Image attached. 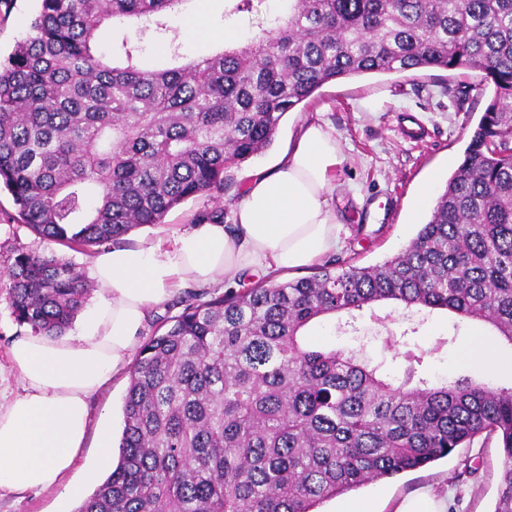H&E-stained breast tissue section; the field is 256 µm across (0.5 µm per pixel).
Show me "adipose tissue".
Wrapping results in <instances>:
<instances>
[{
    "instance_id": "obj_1",
    "label": "adipose tissue",
    "mask_w": 512,
    "mask_h": 512,
    "mask_svg": "<svg viewBox=\"0 0 512 512\" xmlns=\"http://www.w3.org/2000/svg\"><path fill=\"white\" fill-rule=\"evenodd\" d=\"M345 161L333 133L302 125L273 167L253 171L229 224H197L97 253L90 277L100 304L77 336L26 335L0 387V491L61 487L90 431L89 400L125 368L152 308L179 289L234 283L270 268L296 269L335 253L345 228L331 205Z\"/></svg>"
}]
</instances>
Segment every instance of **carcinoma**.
<instances>
[{"label": "carcinoma", "mask_w": 512, "mask_h": 512, "mask_svg": "<svg viewBox=\"0 0 512 512\" xmlns=\"http://www.w3.org/2000/svg\"><path fill=\"white\" fill-rule=\"evenodd\" d=\"M0 59V189L48 248L5 274L14 322L62 336L93 286L49 245L92 250L205 198L224 223L227 171L262 153L324 84L481 63L494 96L427 222L383 263L194 297L140 348L114 469L75 512H312L448 456L501 450L493 512H512V387L467 376L383 380L356 353L312 348L313 321L391 301L489 324L512 346V0H283L241 45L167 69L140 65L191 0H37ZM133 34L98 49L102 27Z\"/></svg>", "instance_id": "carcinoma-1"}]
</instances>
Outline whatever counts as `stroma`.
I'll return each mask as SVG.
<instances>
[{
  "instance_id": "1",
  "label": "stroma",
  "mask_w": 512,
  "mask_h": 512,
  "mask_svg": "<svg viewBox=\"0 0 512 512\" xmlns=\"http://www.w3.org/2000/svg\"><path fill=\"white\" fill-rule=\"evenodd\" d=\"M231 6V0H193L189 13L171 15L170 24L179 33L184 56L212 53L223 46L228 28L243 37L260 32L282 4L280 0H252L250 10L237 14L231 13ZM36 9L37 0H13L9 10L0 13L1 56L8 55L27 32ZM493 95V84L474 69L368 74L333 81L288 112L268 149L230 169L229 175L235 184H246L249 172L280 161L302 124H327L345 156L336 173L333 203L347 233L336 256L353 258L359 266L379 264L404 248L427 221L429 209L415 207L420 185L430 180L436 190H443ZM406 118L425 127L428 135L423 141L411 142L400 136L398 123ZM203 206L200 200L186 201L171 210L163 223L133 229L123 241L129 244L160 234L173 237L189 228L193 214ZM14 212L11 196L0 192V272L7 269L17 251L41 246L29 229L10 222ZM389 310V305L380 303L351 317L341 313L312 322L305 330L306 340L329 350L359 352L379 375L396 383L405 379L408 364L404 354L412 349L424 354L418 376L438 381L466 375L496 387H512V372L492 374L460 361L473 320L436 311L418 313L409 321L397 317L379 324V316ZM129 381V373H122L91 401L93 426L108 427L116 438L123 428ZM95 445V439H88L80 469L67 478L75 493L58 488L21 498L6 494L0 496V512H75L94 490L84 482L83 470L96 461ZM468 457L479 458V470L475 477L457 481ZM500 467L496 440H478L422 468L350 491L349 496L372 500L376 512H394L400 501L415 491L444 483L453 492L448 512H492Z\"/></svg>"
}]
</instances>
